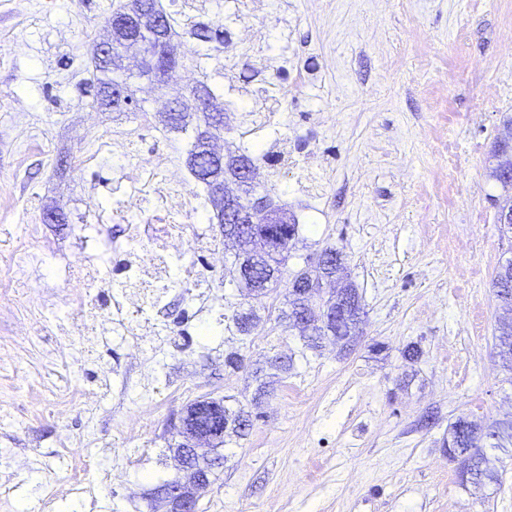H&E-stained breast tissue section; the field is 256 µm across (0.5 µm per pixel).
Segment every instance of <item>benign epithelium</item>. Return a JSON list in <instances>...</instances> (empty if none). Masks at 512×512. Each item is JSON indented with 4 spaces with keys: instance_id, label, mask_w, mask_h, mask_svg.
<instances>
[{
    "instance_id": "obj_1",
    "label": "benign epithelium",
    "mask_w": 512,
    "mask_h": 512,
    "mask_svg": "<svg viewBox=\"0 0 512 512\" xmlns=\"http://www.w3.org/2000/svg\"><path fill=\"white\" fill-rule=\"evenodd\" d=\"M107 38L98 46V54L107 56L111 45L121 47V53L108 56V67L125 78L112 97V110L121 112L130 104L129 81L145 80L157 89L169 85L159 79L152 63V49L160 48L170 59L182 57L180 45L170 36L163 14L157 12L149 0H129L126 9L106 19ZM206 99L205 88L196 83L189 95L171 99L158 111V118L166 124H194ZM224 117L213 113L198 125V135L206 144V152L196 154L193 161L202 158L213 161L211 173L206 176L211 196L212 222L224 225V244L232 246L237 261L236 277L241 288L257 294L259 282L254 270L257 260L277 254L282 243L292 237L287 220L279 208L266 196L255 169L242 157L229 150L215 148L212 129ZM490 178L501 174L512 176V128L500 129L498 141L491 151ZM506 197L497 204L496 223L512 227V189L506 188ZM240 224H262L261 230L241 233ZM341 262L331 264L325 280L311 282L306 290L296 286V325L308 332L320 320V312L328 311L326 300L335 299L347 283L338 274ZM179 436L180 447L172 449L181 476L173 484L158 490L154 500L156 512H197L202 492L210 486L209 474L223 465L224 400L206 398L197 401L180 413L173 424Z\"/></svg>"
}]
</instances>
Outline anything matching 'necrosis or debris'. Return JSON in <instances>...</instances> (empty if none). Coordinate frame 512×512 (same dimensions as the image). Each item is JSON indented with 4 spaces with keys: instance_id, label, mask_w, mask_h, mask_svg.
I'll return each mask as SVG.
<instances>
[{
    "instance_id": "necrosis-or-debris-1",
    "label": "necrosis or debris",
    "mask_w": 512,
    "mask_h": 512,
    "mask_svg": "<svg viewBox=\"0 0 512 512\" xmlns=\"http://www.w3.org/2000/svg\"><path fill=\"white\" fill-rule=\"evenodd\" d=\"M146 197L155 202V217L148 224L127 225V234L117 245L107 244L103 225L76 228L75 236L86 250L82 260L67 269L68 280L81 288L73 301L67 334L99 336L112 323L129 343L137 345L154 329L151 309L165 293L209 287V280L185 257L190 252L217 255L224 246L211 240L203 228L186 224L187 215L199 214L204 206L180 189L176 160L170 153L149 154L128 173L124 207L134 208ZM106 283L111 284L112 295L109 315L103 318L97 311V290Z\"/></svg>"
}]
</instances>
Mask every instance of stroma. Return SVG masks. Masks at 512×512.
I'll return each instance as SVG.
<instances>
[{
	"instance_id": "obj_1",
	"label": "stroma",
	"mask_w": 512,
	"mask_h": 512,
	"mask_svg": "<svg viewBox=\"0 0 512 512\" xmlns=\"http://www.w3.org/2000/svg\"><path fill=\"white\" fill-rule=\"evenodd\" d=\"M124 0H29L16 12L0 0V278L37 227L57 251L45 271L0 297V459L27 458L24 479L0 466V512H37L48 487L63 489L53 512H153L151 489L177 478L169 446L176 414L202 397L247 404L255 366L291 357L244 438L224 445L199 512H512V456L501 483L474 492L443 440L458 416L481 424L512 420V371L494 345L491 283L512 236L495 222L502 189L488 160L497 127L512 115V0H161L179 30L205 23L230 36L257 35L233 77L224 46L198 43L192 80L206 82L230 117V150L263 142L251 113L279 102V135L295 157L316 166H266L264 183L300 224L289 269L333 246L344 259L366 314L363 334L339 351L303 349L271 312L274 298L242 300L224 286L223 266L195 257L215 285L206 312L173 290L155 306L152 343L130 352L114 335L97 337L85 363L63 365L74 339L28 337L22 327L65 315L74 294L63 270L82 254L75 224H103L109 236L151 219V201L127 211L117 186L129 159L94 156L115 130L136 134L138 150L182 158L185 135L167 133L155 114L185 84L135 90L137 112L93 109L92 45ZM23 42H16L17 32ZM292 67L281 68L282 57ZM151 128L140 125L143 114ZM63 224H47V210ZM262 318L233 334L234 313ZM419 343L406 367L401 351ZM244 357L238 370L224 356ZM101 393L97 407L48 415L68 390ZM67 447H59L60 439ZM119 471L88 503L67 495L79 456Z\"/></svg>"
}]
</instances>
